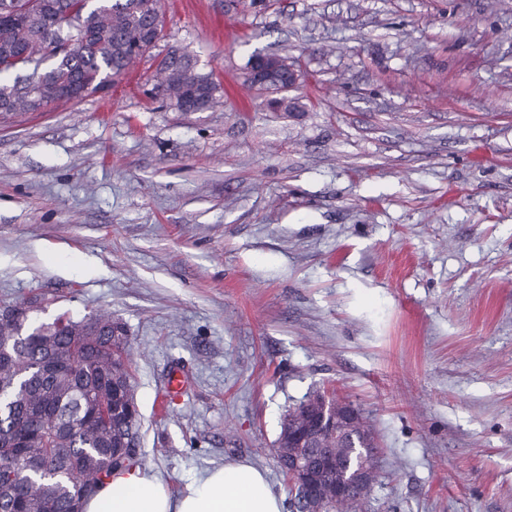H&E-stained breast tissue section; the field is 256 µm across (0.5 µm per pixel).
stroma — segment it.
Instances as JSON below:
<instances>
[{"instance_id":"stroma-1","label":"stroma","mask_w":512,"mask_h":512,"mask_svg":"<svg viewBox=\"0 0 512 512\" xmlns=\"http://www.w3.org/2000/svg\"><path fill=\"white\" fill-rule=\"evenodd\" d=\"M106 92L0 115V304L54 295L132 347L172 495L328 390L377 443L367 512H512V0H163ZM298 58V112L244 79ZM189 51L220 104L147 103Z\"/></svg>"}]
</instances>
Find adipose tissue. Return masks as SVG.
Listing matches in <instances>:
<instances>
[{
  "instance_id": "1",
  "label": "adipose tissue",
  "mask_w": 512,
  "mask_h": 512,
  "mask_svg": "<svg viewBox=\"0 0 512 512\" xmlns=\"http://www.w3.org/2000/svg\"><path fill=\"white\" fill-rule=\"evenodd\" d=\"M283 498L265 472L245 461L209 470L181 496L158 476L133 467L117 472L84 512H282Z\"/></svg>"
}]
</instances>
